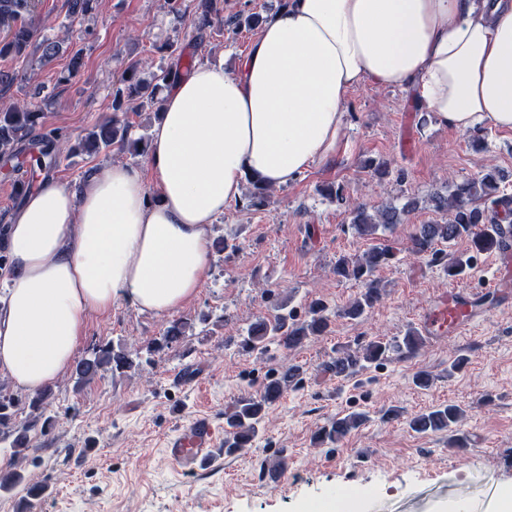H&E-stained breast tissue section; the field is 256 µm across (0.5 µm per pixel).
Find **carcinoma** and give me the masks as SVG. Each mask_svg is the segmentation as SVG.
I'll list each match as a JSON object with an SVG mask.
<instances>
[{
  "mask_svg": "<svg viewBox=\"0 0 512 512\" xmlns=\"http://www.w3.org/2000/svg\"><path fill=\"white\" fill-rule=\"evenodd\" d=\"M199 14L197 31L199 35L210 27V17L223 11V0H196ZM5 34L0 38V57H11L18 61L28 57V51L40 53V59L52 62L62 50L53 41L38 40L39 27L36 23L32 0H0V28ZM170 56L176 58L175 67L161 68L151 75L150 80L139 77V62L130 63L121 78L114 84L112 109L120 111L131 101H139V107L159 103L158 95L169 81L180 72L190 71V66H181L182 50L171 42L167 46ZM45 123V114L40 110L20 103L0 105V162L8 164L32 149L35 169L33 174L48 179L57 165L62 144L53 132L35 136L37 128ZM86 142L101 150L114 145L133 156L148 155L150 146L143 137L130 136L129 124L118 125L112 119L94 127ZM506 176L504 172L489 165L473 178L457 185L448 195L433 197L435 208L448 214L443 224H422L412 235L406 247L408 253L418 259L430 258L441 262L440 244H451L460 239L469 243V250L475 254H489L502 246L506 231H512V196L502 190ZM267 201V188L258 184L247 197V207L261 210ZM400 222L397 208L385 203L369 208L358 204L353 209L352 226L363 236H374L381 228L387 229ZM396 258L394 248L378 243L359 256L340 255L336 258V276L360 282L363 293L342 309L332 310L324 301L317 300L308 307L307 318L300 321L281 300H272L274 313L251 323L242 345L247 349H265L271 344L293 349L312 336L323 335L333 316L348 319L361 317L373 307L381 292L377 272L390 265ZM422 338L414 330L408 331L402 340L391 344L382 340L370 339L358 344L357 348L341 347L336 356L324 366V370L336 374L350 375L369 364L377 363L391 351L406 358H413L419 352ZM139 366L123 347L99 346L80 358L75 365L74 388L79 390L99 374L112 371L124 373ZM297 369L290 368L286 374L266 384L258 398L240 401L236 410L225 418L226 439L224 453L232 455L248 448L258 435L265 411L276 402L282 392L284 382L296 376ZM52 391L46 388L25 397L11 393L6 384L0 383V441L11 439L10 448L15 453L30 450L29 431L36 425L48 430L53 422L51 415ZM463 409L454 404L434 406L425 412L411 416L406 424L418 434L446 432L448 443L455 448L466 447V437L458 433V425L463 419ZM366 419L362 413H349L334 418L323 426L314 438L321 446L334 445L351 430L358 428Z\"/></svg>",
  "mask_w": 512,
  "mask_h": 512,
  "instance_id": "cac0c4a2",
  "label": "carcinoma"
}]
</instances>
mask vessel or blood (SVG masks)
<instances>
[{"mask_svg":"<svg viewBox=\"0 0 512 512\" xmlns=\"http://www.w3.org/2000/svg\"><path fill=\"white\" fill-rule=\"evenodd\" d=\"M483 318L473 293L448 290L431 299L418 324L423 336L436 341L467 335ZM215 445L214 425L205 416L195 417L185 430L167 439L170 456L187 467L204 460Z\"/></svg>","mask_w":512,"mask_h":512,"instance_id":"obj_1","label":"vessel or blood"}]
</instances>
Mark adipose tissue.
Masks as SVG:
<instances>
[{
  "label": "adipose tissue",
  "instance_id": "adipose-tissue-1",
  "mask_svg": "<svg viewBox=\"0 0 512 512\" xmlns=\"http://www.w3.org/2000/svg\"><path fill=\"white\" fill-rule=\"evenodd\" d=\"M367 82L451 129L512 131V0H288L235 71L180 75L145 167L116 163L76 190L45 182L11 213L0 374L37 392L67 371L90 314L185 306L244 180L284 187L335 155Z\"/></svg>",
  "mask_w": 512,
  "mask_h": 512
}]
</instances>
